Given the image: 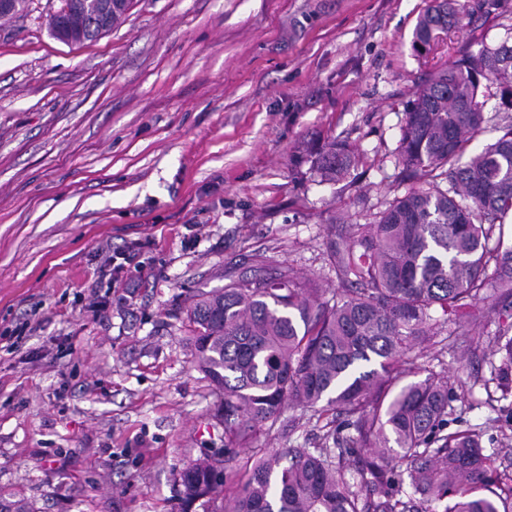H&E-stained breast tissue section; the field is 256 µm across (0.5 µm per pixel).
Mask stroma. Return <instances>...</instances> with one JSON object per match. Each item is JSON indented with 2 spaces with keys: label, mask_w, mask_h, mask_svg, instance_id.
<instances>
[{
  "label": "stroma",
  "mask_w": 512,
  "mask_h": 512,
  "mask_svg": "<svg viewBox=\"0 0 512 512\" xmlns=\"http://www.w3.org/2000/svg\"><path fill=\"white\" fill-rule=\"evenodd\" d=\"M429 0H132L95 41L53 39L60 0L0 23V499L28 512H178L176 469L224 445L187 310L262 257L341 284L331 246L405 191V111L430 73L500 42L512 0H458L412 48ZM359 156L321 181L313 152ZM345 214L343 223L335 215ZM141 266L113 273V255ZM436 322L419 365L448 381L449 430L472 428L512 476V392L493 378L492 313ZM325 418L290 409L239 449L314 448ZM456 0H431L419 17L413 31L412 47L416 52L430 48L439 32H445L456 23Z\"/></svg>",
  "instance_id": "stroma-1"
}]
</instances>
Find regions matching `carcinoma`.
<instances>
[{"instance_id":"carcinoma-1","label":"carcinoma","mask_w":512,"mask_h":512,"mask_svg":"<svg viewBox=\"0 0 512 512\" xmlns=\"http://www.w3.org/2000/svg\"><path fill=\"white\" fill-rule=\"evenodd\" d=\"M456 16V0H430L413 31L415 51ZM68 23L75 44L99 38L86 15ZM489 83L512 95V45L461 54L417 89L399 154L425 186L354 225L353 240L333 251L339 279L353 284L343 296L325 299L310 280L281 272L243 274L193 302L196 363L223 398L224 448L177 471L180 512L198 502L221 503L204 512H512L501 507L480 433L448 431L447 382L406 358L434 335L433 309L466 336L487 291L512 307V247L493 239L512 218V122L461 162L486 132L479 96ZM356 163L333 139L314 167L336 181ZM497 346L496 380L512 391V337ZM411 373L424 377L406 380ZM322 401L355 431L348 447L332 430L325 438L335 449L277 450L242 471L224 467L286 408ZM363 452L355 482L343 460Z\"/></svg>"}]
</instances>
